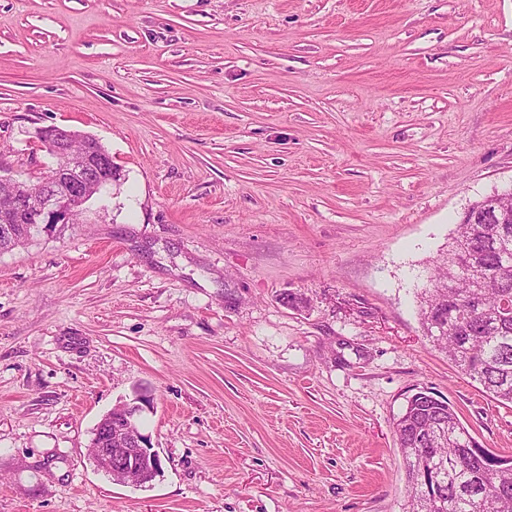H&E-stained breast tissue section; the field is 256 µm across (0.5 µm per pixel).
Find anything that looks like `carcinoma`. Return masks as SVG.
<instances>
[{"instance_id":"obj_1","label":"carcinoma","mask_w":512,"mask_h":512,"mask_svg":"<svg viewBox=\"0 0 512 512\" xmlns=\"http://www.w3.org/2000/svg\"><path fill=\"white\" fill-rule=\"evenodd\" d=\"M464 266L472 277L448 287ZM425 336L484 391L512 403V223L456 225L417 296ZM407 482L405 512H512V468L472 459L470 437L447 400L409 397L395 419Z\"/></svg>"}]
</instances>
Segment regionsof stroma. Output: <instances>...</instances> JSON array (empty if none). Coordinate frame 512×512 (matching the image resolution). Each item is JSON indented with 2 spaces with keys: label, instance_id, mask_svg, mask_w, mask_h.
<instances>
[{
  "label": "stroma",
  "instance_id": "35a3bbf8",
  "mask_svg": "<svg viewBox=\"0 0 512 512\" xmlns=\"http://www.w3.org/2000/svg\"><path fill=\"white\" fill-rule=\"evenodd\" d=\"M51 126L120 182L0 253V512H403L424 388L512 455L417 310L512 188V0H0L7 175ZM139 395L146 488L87 457Z\"/></svg>",
  "mask_w": 512,
  "mask_h": 512
}]
</instances>
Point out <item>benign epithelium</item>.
I'll return each mask as SVG.
<instances>
[{
	"mask_svg": "<svg viewBox=\"0 0 512 512\" xmlns=\"http://www.w3.org/2000/svg\"><path fill=\"white\" fill-rule=\"evenodd\" d=\"M40 140L53 162L40 171L37 188L25 180L0 175V182L12 188L11 203L0 207V238L15 237L17 224H68L74 213L112 183V155L99 150L95 138L51 127L41 131ZM138 401L137 397L132 403L116 405L94 430L88 455L96 468L110 477L162 467L159 453L151 449L150 437L130 431L129 425L142 410Z\"/></svg>",
	"mask_w": 512,
	"mask_h": 512,
	"instance_id": "7a95c632",
	"label": "benign epithelium"
}]
</instances>
